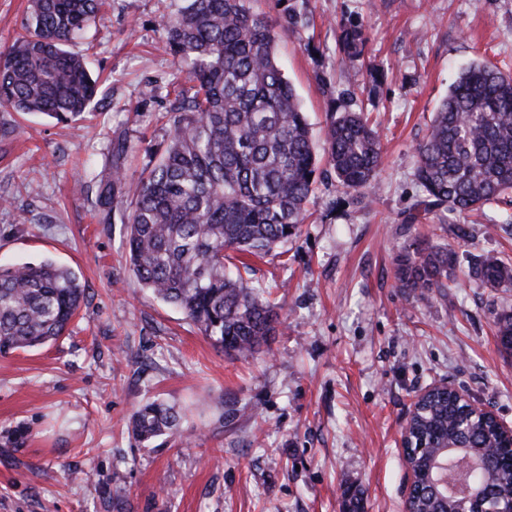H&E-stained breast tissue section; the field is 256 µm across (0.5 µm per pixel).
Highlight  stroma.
Segmentation results:
<instances>
[{
	"mask_svg": "<svg viewBox=\"0 0 512 512\" xmlns=\"http://www.w3.org/2000/svg\"><path fill=\"white\" fill-rule=\"evenodd\" d=\"M184 0H105L70 49L100 83L77 124L0 108V263L50 258L86 298L70 335L0 356V512H405L402 424L418 390L445 381L512 427V356L494 317L512 288L459 276L444 297L395 286L398 248L417 239L512 260V205L409 223L423 193L415 147L462 68L512 70V0H308L311 27L282 35L278 62L316 145L328 104L356 93L377 123L375 195L359 200L327 163L301 237L252 260L282 320L254 358L225 354L156 298L126 259L122 210L97 204L111 142L138 179L164 145L161 120L185 67L162 24ZM363 58L338 64L340 25ZM155 399L180 431L142 445L131 414Z\"/></svg>",
	"mask_w": 512,
	"mask_h": 512,
	"instance_id": "obj_1",
	"label": "stroma"
}]
</instances>
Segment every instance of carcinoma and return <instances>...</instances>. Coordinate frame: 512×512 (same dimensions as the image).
Here are the masks:
<instances>
[{
  "label": "carcinoma",
  "mask_w": 512,
  "mask_h": 512,
  "mask_svg": "<svg viewBox=\"0 0 512 512\" xmlns=\"http://www.w3.org/2000/svg\"><path fill=\"white\" fill-rule=\"evenodd\" d=\"M103 0H31L24 32L0 54V107L58 123L76 122L93 104L97 79L69 42L100 17ZM307 0L277 18L254 13L248 0H187L166 22V40L187 66L173 85L166 111L169 136L154 163L129 182L113 145L99 203L125 216L129 266L141 285L180 308L215 346L238 357L258 353L282 325L265 291L231 275L224 260L264 258L297 240L313 191L318 160L294 85L277 62L282 34L310 25ZM346 58L361 55L358 26L338 35ZM326 162L347 192L376 187L381 146L362 113L331 99L325 129ZM415 176L425 199L410 220L435 209L463 215L512 195V74L488 62L464 68L430 120L415 154ZM456 253L424 241L395 255L396 286L405 293L446 294L456 281ZM469 277L490 288L512 285V261L495 253L473 256ZM84 299L78 276L46 259L0 265V355L42 347L66 335ZM502 352L512 355V310L497 316ZM463 405L437 394L414 417L411 459L420 493L411 512H454V500L432 483L437 445L480 452L467 463L465 484L481 488L484 507L512 501V467L496 448L492 421L465 431ZM182 415L152 402L130 417L129 433L145 443L179 431Z\"/></svg>",
  "instance_id": "carcinoma-1"
}]
</instances>
